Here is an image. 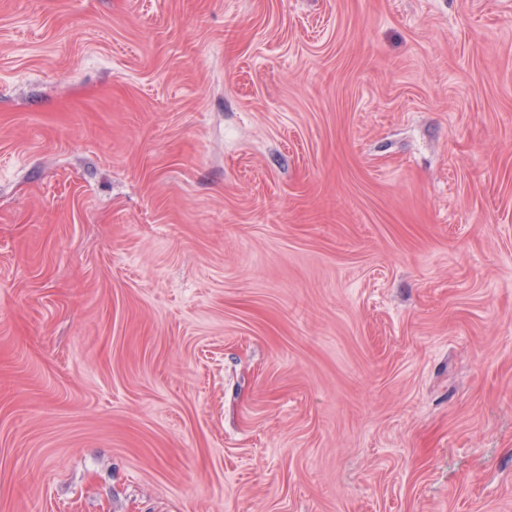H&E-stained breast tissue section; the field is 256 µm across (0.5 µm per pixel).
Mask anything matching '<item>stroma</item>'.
<instances>
[{
    "label": "stroma",
    "mask_w": 512,
    "mask_h": 512,
    "mask_svg": "<svg viewBox=\"0 0 512 512\" xmlns=\"http://www.w3.org/2000/svg\"><path fill=\"white\" fill-rule=\"evenodd\" d=\"M0 512H512V0H0Z\"/></svg>",
    "instance_id": "1"
}]
</instances>
